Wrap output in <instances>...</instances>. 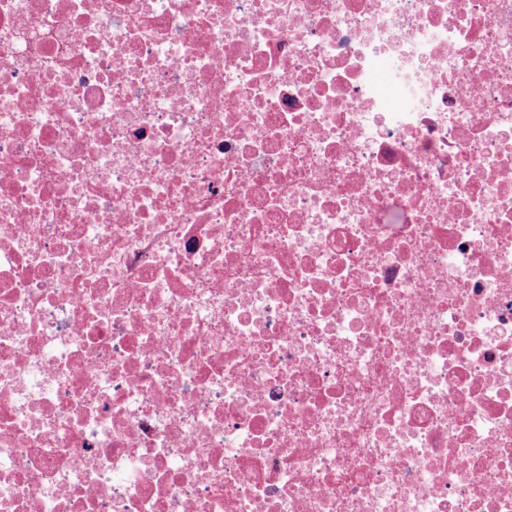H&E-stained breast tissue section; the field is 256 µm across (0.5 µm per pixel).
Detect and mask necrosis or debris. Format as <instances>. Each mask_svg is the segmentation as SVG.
<instances>
[{
    "label": "necrosis or debris",
    "mask_w": 512,
    "mask_h": 512,
    "mask_svg": "<svg viewBox=\"0 0 512 512\" xmlns=\"http://www.w3.org/2000/svg\"><path fill=\"white\" fill-rule=\"evenodd\" d=\"M0 512H512V0H0Z\"/></svg>",
    "instance_id": "1"
}]
</instances>
